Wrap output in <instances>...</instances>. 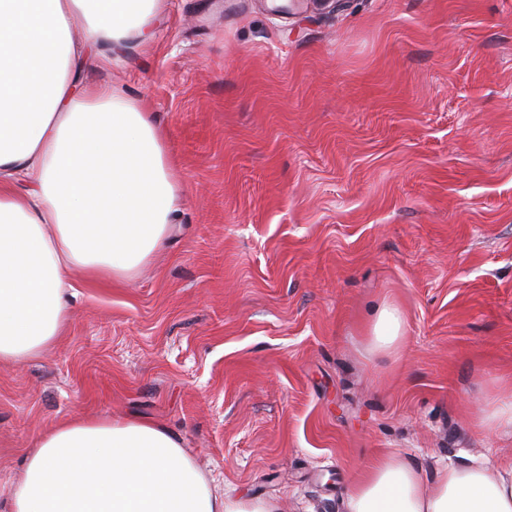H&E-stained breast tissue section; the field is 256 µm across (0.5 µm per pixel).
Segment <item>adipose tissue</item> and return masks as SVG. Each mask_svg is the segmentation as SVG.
<instances>
[{"label":"adipose tissue","mask_w":512,"mask_h":512,"mask_svg":"<svg viewBox=\"0 0 512 512\" xmlns=\"http://www.w3.org/2000/svg\"><path fill=\"white\" fill-rule=\"evenodd\" d=\"M156 0H0V362L37 357L70 316L73 277L121 281L163 246L181 183L150 113L85 85L87 50L141 33ZM405 317L382 303L370 346L394 352ZM6 512H279L215 493L179 437L137 419L76 415L42 435ZM344 512H512V464L372 461Z\"/></svg>","instance_id":"adipose-tissue-1"}]
</instances>
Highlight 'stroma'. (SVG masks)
<instances>
[{
  "mask_svg": "<svg viewBox=\"0 0 512 512\" xmlns=\"http://www.w3.org/2000/svg\"><path fill=\"white\" fill-rule=\"evenodd\" d=\"M272 7L159 0L83 60L161 129L177 230L129 281L75 275L60 340L0 363L1 480L77 413L165 425L281 512H344L388 452L512 463L472 422L512 392V0ZM405 317L401 309L384 302L373 313L370 324V347L376 351L396 352L402 345Z\"/></svg>",
  "mask_w": 512,
  "mask_h": 512,
  "instance_id": "obj_1",
  "label": "stroma"
}]
</instances>
